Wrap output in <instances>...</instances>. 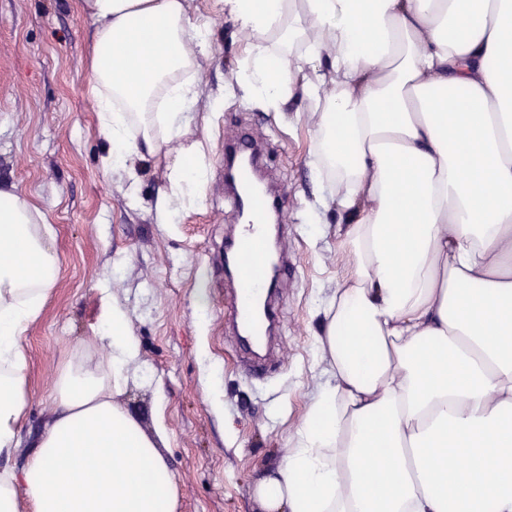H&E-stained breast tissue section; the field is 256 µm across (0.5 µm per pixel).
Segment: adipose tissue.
<instances>
[{
	"instance_id": "obj_1",
	"label": "adipose tissue",
	"mask_w": 512,
	"mask_h": 512,
	"mask_svg": "<svg viewBox=\"0 0 512 512\" xmlns=\"http://www.w3.org/2000/svg\"><path fill=\"white\" fill-rule=\"evenodd\" d=\"M104 174L165 159L158 223L201 203L183 138L213 29L188 0H79ZM248 102H305L309 163L346 266L320 308L322 376L261 512H512V0H224ZM45 212L0 185V512H176L158 445L119 403L140 355L104 301L56 375L22 466L23 338L58 284ZM106 347L97 359V347ZM100 467L81 473L91 461Z\"/></svg>"
}]
</instances>
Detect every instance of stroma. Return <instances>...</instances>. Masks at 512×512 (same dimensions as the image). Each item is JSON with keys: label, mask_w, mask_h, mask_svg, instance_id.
<instances>
[{"label": "stroma", "mask_w": 512, "mask_h": 512, "mask_svg": "<svg viewBox=\"0 0 512 512\" xmlns=\"http://www.w3.org/2000/svg\"><path fill=\"white\" fill-rule=\"evenodd\" d=\"M189 6L214 31L190 133L206 144L208 180L201 205L160 224L152 204L166 182L164 161L145 165L132 194L101 171L86 66L92 25L78 0H0V183L45 211L60 261L57 287L24 340L34 400L23 437L41 435L54 377L74 343L98 334L107 294L126 309L140 343L120 401L145 432L164 421L160 449L176 475L177 512H259L252 484L285 453L315 386V311L343 270L338 217L318 205L309 134L295 119L299 102L267 112L242 94L225 96L242 38L221 0ZM219 96L223 108L209 111ZM234 131L268 145L287 226L277 248L294 265L274 294L278 354L258 377L224 330V239L238 233L237 217L224 208V136Z\"/></svg>", "instance_id": "35a3bbf8"}]
</instances>
